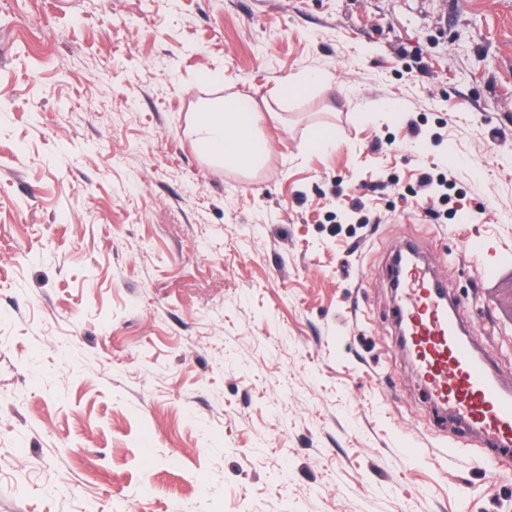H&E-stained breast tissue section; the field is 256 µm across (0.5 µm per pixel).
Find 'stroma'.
<instances>
[{"instance_id": "stroma-1", "label": "stroma", "mask_w": 512, "mask_h": 512, "mask_svg": "<svg viewBox=\"0 0 512 512\" xmlns=\"http://www.w3.org/2000/svg\"><path fill=\"white\" fill-rule=\"evenodd\" d=\"M235 93L255 172L190 134ZM406 236L512 369V0H0V512H512L400 346Z\"/></svg>"}]
</instances>
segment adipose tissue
<instances>
[{
    "label": "adipose tissue",
    "mask_w": 512,
    "mask_h": 512,
    "mask_svg": "<svg viewBox=\"0 0 512 512\" xmlns=\"http://www.w3.org/2000/svg\"><path fill=\"white\" fill-rule=\"evenodd\" d=\"M199 153L215 165L250 171L269 164L273 142L258 128L250 96L236 94L196 112L191 121Z\"/></svg>",
    "instance_id": "ef3b65f1"
}]
</instances>
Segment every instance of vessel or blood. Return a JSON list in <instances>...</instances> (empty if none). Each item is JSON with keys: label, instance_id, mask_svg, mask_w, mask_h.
I'll list each match as a JSON object with an SVG mask.
<instances>
[{"label": "vessel or blood", "instance_id": "vessel-or-blood-1", "mask_svg": "<svg viewBox=\"0 0 512 512\" xmlns=\"http://www.w3.org/2000/svg\"><path fill=\"white\" fill-rule=\"evenodd\" d=\"M406 256L411 262L404 264L393 286L414 369L439 414L479 442L483 452L476 460L490 476L511 471L512 378L474 342L462 302L416 243L402 241L391 253L395 261Z\"/></svg>", "mask_w": 512, "mask_h": 512}]
</instances>
